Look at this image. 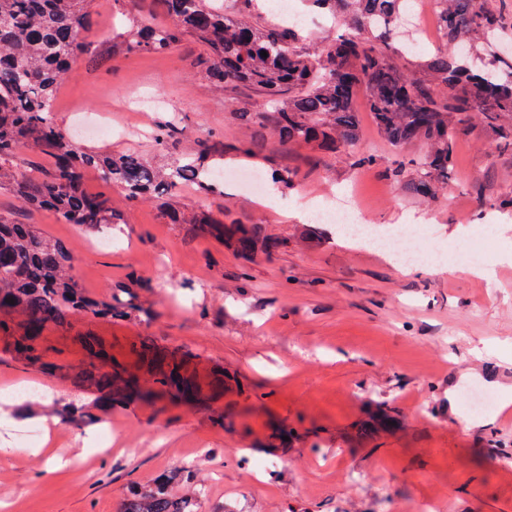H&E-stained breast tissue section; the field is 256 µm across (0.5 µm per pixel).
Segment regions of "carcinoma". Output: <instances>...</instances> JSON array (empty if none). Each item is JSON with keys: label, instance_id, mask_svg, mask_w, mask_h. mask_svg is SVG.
<instances>
[{"label": "carcinoma", "instance_id": "obj_1", "mask_svg": "<svg viewBox=\"0 0 512 512\" xmlns=\"http://www.w3.org/2000/svg\"><path fill=\"white\" fill-rule=\"evenodd\" d=\"M85 2L0 0V192L48 208L64 224L93 230L120 223L111 197L83 190L88 170L120 186L131 203L166 200L187 182L211 189L212 177L224 166V151L249 155L260 148L258 143L226 145L212 133L193 153L158 169L136 150H90L56 124L52 104L74 64L119 53H166L187 36L204 47L197 65L210 83L248 85L267 98L266 108L238 103L237 119L273 125L281 144L311 146L371 167L377 158L358 150L362 130L354 109L356 88L364 86L375 127L394 150L392 175L415 197L431 201L447 190L456 168V139L477 127L499 151L512 152V52H498L500 45L512 44V10L504 8L505 0H431L438 33L451 51L424 57L423 79L399 69L405 55L415 56L403 53L396 37L411 16L413 0H305L336 24V38L320 51L303 43L298 26L264 23L258 0H234L233 14L207 0H153L173 24L138 19L118 40L89 38ZM176 134L177 125L166 121L154 128L152 138L164 146ZM414 147L422 152L414 153ZM27 152L51 160L42 176L22 174ZM475 191L481 201L512 210V195L490 197L481 183ZM164 215L169 223L186 224L192 235L221 240L240 255L270 257L288 245L258 224H226L167 205ZM73 269L74 256L64 242L0 214V312L19 309L27 316L19 352H35L31 325L36 321L64 323L76 312L128 316L124 308L85 294ZM158 381L178 393L191 391L177 358ZM190 480V472L175 471L135 485L121 512H195L200 490Z\"/></svg>", "mask_w": 512, "mask_h": 512}]
</instances>
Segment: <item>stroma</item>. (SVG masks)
<instances>
[{
  "instance_id": "35a3bbf8",
  "label": "stroma",
  "mask_w": 512,
  "mask_h": 512,
  "mask_svg": "<svg viewBox=\"0 0 512 512\" xmlns=\"http://www.w3.org/2000/svg\"><path fill=\"white\" fill-rule=\"evenodd\" d=\"M144 0L116 9L87 0L90 34L132 28ZM193 40L164 54H121L71 70L54 102L68 134L82 135L99 112L114 134L91 149L141 151L153 163L192 153L199 138L262 137L251 155H226L214 191L182 186L174 204L288 239L273 256L246 258L213 238L192 236L163 217L160 200L127 204L122 189L87 173L83 187L110 195L125 222L111 245L48 210L0 193V213L68 244L89 296L132 301L128 317L78 313L44 323L34 357L15 351L20 318L0 334V398L25 384L35 393L0 407V512H120L127 490L159 474L193 469L206 486L196 512H512V211L481 207L474 186L512 194V154L473 131L457 144L450 187L437 201L404 193L390 174L392 151L375 131L358 91L355 106L370 168L311 148L288 149L273 127L232 115L254 89L219 92L193 65ZM175 121L178 134L155 148L149 134ZM294 170L292 187L265 190L288 222L239 188L233 172ZM354 192L371 223L421 219L444 247L476 212L494 227L479 276L454 262L401 269L388 255L328 235L309 248L292 241L308 203ZM184 356L198 391L174 398L149 374L167 352ZM120 373L136 391L103 405L83 369ZM482 386L496 409L474 414L466 390ZM383 412L396 426L369 429Z\"/></svg>"
}]
</instances>
